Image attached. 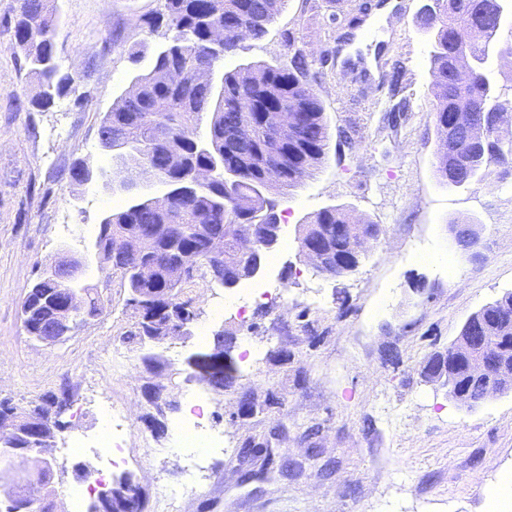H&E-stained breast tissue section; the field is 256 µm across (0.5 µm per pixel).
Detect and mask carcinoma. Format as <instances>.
<instances>
[{
    "label": "carcinoma",
    "instance_id": "carcinoma-1",
    "mask_svg": "<svg viewBox=\"0 0 512 512\" xmlns=\"http://www.w3.org/2000/svg\"><path fill=\"white\" fill-rule=\"evenodd\" d=\"M284 2L165 0L166 13L146 23L154 30L167 27L168 51L155 53L152 68L134 78V94L122 96L103 117L101 136L124 139L137 166L160 169L171 178L168 208L160 210L151 200H144L108 216L107 226L98 233L101 268L120 272L130 294L151 304L146 312L169 309L156 321L158 333L170 317L179 319L185 328L196 317L191 302L180 297L182 284L193 278L177 274L182 255L194 253L196 269H206L214 262L205 250L212 236H234L258 223H277L276 201L267 192L297 187L305 173L318 169L324 158L328 128L321 101L307 80L309 61L303 51H295L286 64H257L225 73L218 94L198 82L199 72L238 48L240 28H247L253 39L263 37ZM56 11V0H20L14 24L15 46L37 81L32 105L39 109L54 104L71 82L69 75L51 65ZM507 12L508 0H430L415 16L432 42L429 69L436 153L440 154L438 173L454 186L468 178L484 177L490 166L506 164L512 157V137L489 127L481 136L459 137L458 156L442 153L448 139L456 135L448 129L453 114L472 112L487 118L506 100L507 87L500 83L493 62L498 52L512 55V42L500 38L499 16ZM214 30L224 33L219 48L210 41ZM464 60L470 71L468 82L448 84V72ZM405 75L401 59H393L386 72L389 88L396 90ZM202 112L212 113L204 137L195 123ZM200 142L206 143V151L197 150ZM218 156L235 173L233 180L218 179L192 193L178 191L177 183L191 170ZM339 224L350 227L352 234L338 232ZM358 232L377 237L381 228L366 219L355 220L345 208L329 207L302 225L299 244H317L331 251L333 261L320 273L341 276L346 274L349 259L359 263L360 255L353 249ZM118 241L155 265L153 279L141 281L129 273L126 252L114 248ZM252 273L246 256L224 269V275L238 283L252 278ZM60 297V289L44 283L28 299V334L33 339L55 332L50 316ZM159 302L163 307H157ZM508 311H512V292L483 307L472 328L464 332L480 339L471 356L493 363L512 352V324L502 317ZM216 356L222 358V380L232 382L236 366L231 347L222 345ZM446 385L450 390H465L475 400L489 397L485 384L469 380L461 368Z\"/></svg>",
    "mask_w": 512,
    "mask_h": 512
}]
</instances>
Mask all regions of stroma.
Segmentation results:
<instances>
[{"instance_id": "35a3bbf8", "label": "stroma", "mask_w": 512, "mask_h": 512, "mask_svg": "<svg viewBox=\"0 0 512 512\" xmlns=\"http://www.w3.org/2000/svg\"><path fill=\"white\" fill-rule=\"evenodd\" d=\"M360 2L285 0L265 36L242 41L214 67L218 88L239 67L284 64L298 49L310 56L327 154L275 196L288 246L273 251L265 278L280 286L278 298L195 278L182 285L197 311L187 335L142 344L128 336L135 313L124 280L91 254L103 218L128 199L94 181L73 184L69 171L80 160L116 166L100 146V124L151 68L163 36L145 21L164 0H57L56 51L72 85L45 111L31 104L37 85L13 45L20 2L0 0V400L25 407L67 392V429L47 457L56 512H77L80 466H103L96 436L109 401L130 412L128 463L111 477L140 486L142 512H490L498 474L512 470V391L466 409L421 370L472 314L512 291V162L461 188L441 183L430 39L414 22L425 0H402L403 18L378 20L372 41L351 23ZM341 45L368 59L380 48L400 55L403 89L342 69ZM134 48L140 60H132ZM402 99L407 111L390 121ZM332 206L382 229L358 267L339 277L299 254L300 225ZM459 218L473 222L482 259L457 244L450 224ZM63 246L85 258L83 279L101 312L46 345L25 331L20 308ZM442 252L457 256L455 272L419 259ZM219 333L234 339L237 374L216 392L190 376L186 360L211 351ZM269 394L274 407L239 420L244 396ZM194 402L206 446L187 454L177 449L176 426ZM160 477L186 492L167 500Z\"/></svg>"}]
</instances>
